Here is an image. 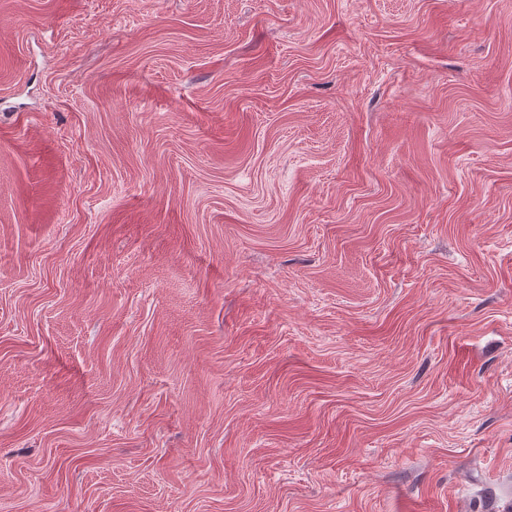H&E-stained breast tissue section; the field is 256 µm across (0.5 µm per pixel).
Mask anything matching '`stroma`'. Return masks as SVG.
<instances>
[{"label":"stroma","instance_id":"1","mask_svg":"<svg viewBox=\"0 0 512 512\" xmlns=\"http://www.w3.org/2000/svg\"><path fill=\"white\" fill-rule=\"evenodd\" d=\"M506 488L512 0H0V512Z\"/></svg>","mask_w":512,"mask_h":512}]
</instances>
